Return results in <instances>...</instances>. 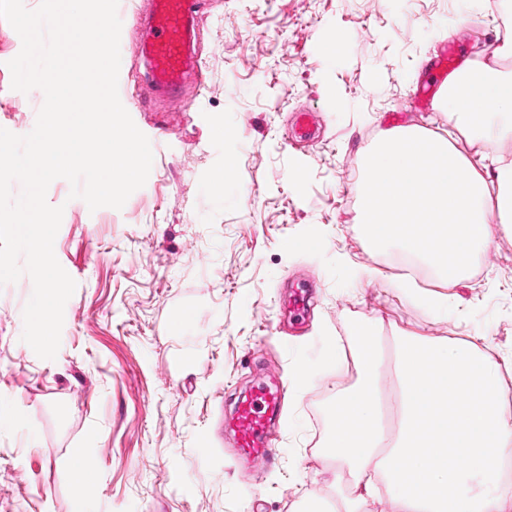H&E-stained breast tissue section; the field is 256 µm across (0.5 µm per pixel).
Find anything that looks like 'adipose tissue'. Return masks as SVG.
Instances as JSON below:
<instances>
[{
    "label": "adipose tissue",
    "instance_id": "1",
    "mask_svg": "<svg viewBox=\"0 0 512 512\" xmlns=\"http://www.w3.org/2000/svg\"><path fill=\"white\" fill-rule=\"evenodd\" d=\"M436 107L473 139L512 142V72L474 62L449 75ZM481 166L452 137L417 126L385 130L358 179L371 250L396 244L448 283L468 275L496 231L512 232V163L491 180ZM349 349L358 379L337 388L327 407L326 455L353 479L339 487L335 512H366L384 496L393 512H512V487L500 482L512 457V394L478 337H399L392 433L373 327L356 325Z\"/></svg>",
    "mask_w": 512,
    "mask_h": 512
}]
</instances>
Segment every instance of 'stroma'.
<instances>
[{
	"label": "stroma",
	"instance_id": "35a3bbf8",
	"mask_svg": "<svg viewBox=\"0 0 512 512\" xmlns=\"http://www.w3.org/2000/svg\"><path fill=\"white\" fill-rule=\"evenodd\" d=\"M145 2L118 6L119 97L140 101L131 118L153 152L145 185L119 210H89L62 178L47 191L64 208L54 252L77 284L55 359L21 340L30 277L0 287V404L15 415L0 426V512H73L68 467L82 454L99 477L89 512H306L336 498L325 406L358 377L356 365L323 363L325 340L345 353L355 324L377 326L380 383L393 391L400 336L472 333L493 359L512 353V234L482 248L465 279L431 280L453 300L435 317L403 292L397 248L371 252L357 192L385 129H452V115L419 108L414 91L445 45L462 62L489 60L497 32L512 29V0L475 5L451 31L456 0H199L202 78L160 106L136 48ZM334 34L344 47L331 60ZM21 47L0 20V128L17 135L44 102L11 87ZM301 110L322 130L294 146ZM308 236L316 249H290ZM300 286L310 307L298 322L288 299ZM277 381L275 456L244 462L224 421L240 394Z\"/></svg>",
	"mask_w": 512,
	"mask_h": 512
}]
</instances>
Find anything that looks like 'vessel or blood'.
Wrapping results in <instances>:
<instances>
[{
	"instance_id": "b4317fda",
	"label": "vessel or blood",
	"mask_w": 512,
	"mask_h": 512,
	"mask_svg": "<svg viewBox=\"0 0 512 512\" xmlns=\"http://www.w3.org/2000/svg\"><path fill=\"white\" fill-rule=\"evenodd\" d=\"M194 0H152L148 28L142 36L141 55L150 70L148 92L162 98L174 93L201 69L197 56L189 48L194 26ZM456 50L446 47L435 61L432 81L417 87L415 97L426 105L445 84L449 69L456 66ZM281 411V392L273 385L242 398L231 423L234 448L239 457L269 458L273 448L266 442L272 420Z\"/></svg>"
}]
</instances>
